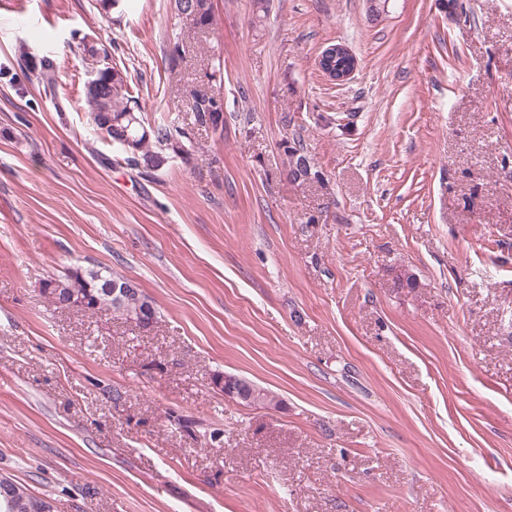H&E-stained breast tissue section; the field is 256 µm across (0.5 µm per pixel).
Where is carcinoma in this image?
Wrapping results in <instances>:
<instances>
[{"instance_id":"1","label":"carcinoma","mask_w":512,"mask_h":512,"mask_svg":"<svg viewBox=\"0 0 512 512\" xmlns=\"http://www.w3.org/2000/svg\"><path fill=\"white\" fill-rule=\"evenodd\" d=\"M177 14L191 29L206 30L215 23L213 0H174ZM83 53L104 63L93 70L92 87L86 89L89 104V120L97 130H103L107 122H112V130L106 131L113 144L125 155V161L136 167L158 170L168 162L179 159L190 161L195 151V133L188 127L166 123L150 124L145 121L141 108L130 92L126 71L107 63L108 52L100 44L85 42ZM190 111L195 113L197 124L212 129L215 133L224 132V96L205 89L190 92ZM135 139L134 145L125 149L120 140L125 135ZM288 154V176L298 179L302 166L311 162L300 141L285 142ZM117 281L128 283L134 291L126 294H112L108 284ZM50 289L52 302L66 294L82 296V309L98 311L107 309L113 314L135 324L146 327L157 320L154 300L139 285L127 278L114 277L106 270H72L63 276L52 278L44 283ZM252 403L269 409L281 407L278 396L264 388L255 387Z\"/></svg>"}]
</instances>
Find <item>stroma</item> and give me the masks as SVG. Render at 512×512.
Instances as JSON below:
<instances>
[{"label":"stroma","instance_id":"stroma-1","mask_svg":"<svg viewBox=\"0 0 512 512\" xmlns=\"http://www.w3.org/2000/svg\"><path fill=\"white\" fill-rule=\"evenodd\" d=\"M214 4L194 31L171 0H0V475L55 512H512V0ZM86 37L179 126L220 46L223 135L129 166L88 119ZM97 267L151 329L42 291ZM339 59L343 61L336 65ZM317 65L330 81L343 83L351 79L357 67V60L348 47L343 44H334L321 53ZM285 151L288 154V177H291L294 181H297L298 174L303 170L301 167L305 162L311 164V159L308 157V154L304 151L303 145L300 144V141L293 139V145L291 142L286 140L285 142ZM219 374L220 373L213 375L212 383L222 393H224V389L231 388L232 385H237L240 380H247V381L251 382L250 380H248L246 378L231 375V374H227V378L224 380V375L219 376ZM251 383L255 387L256 395L254 394V390L249 386V388H247V389H243L238 392L234 391L233 394L227 395L226 397L238 398L240 400L250 401V400H252V398L255 395V397L253 398L252 401H250L248 403H244V404H246V405L256 404V405H261V406H263L265 408H269V409H278L281 407V401L278 399V396L275 393L268 391L264 388H260L257 385H255L253 382H251Z\"/></svg>","mask_w":512,"mask_h":512}]
</instances>
